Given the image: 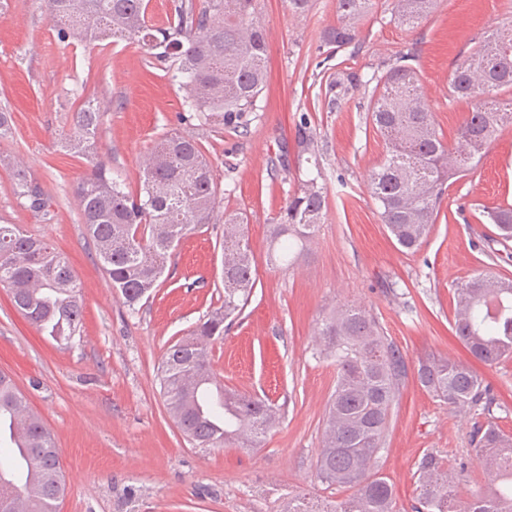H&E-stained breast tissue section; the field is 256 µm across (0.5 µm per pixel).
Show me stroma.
Masks as SVG:
<instances>
[{"mask_svg": "<svg viewBox=\"0 0 512 512\" xmlns=\"http://www.w3.org/2000/svg\"><path fill=\"white\" fill-rule=\"evenodd\" d=\"M393 0H373L355 43L323 44L336 23L335 0H312L293 14L287 0H258L268 31V74L244 131L180 122L186 95L139 43L104 47L58 42L37 0H0V110L11 131L0 138V224H18L69 260L83 321L71 341L43 335L0 287V372L8 374L59 449L66 490L56 512H288L302 494L333 512L349 489L321 482L327 401L336 365L317 335L332 311L367 310L399 349L406 367L384 446L372 469L395 489V512H414L417 467L424 454L444 458L461 502L484 488L471 442L478 410L458 411L419 382L421 360L471 362L495 397L498 426L512 433V360L471 361L456 337V288L478 275L512 276V247L495 241L485 211L512 203V125L465 176L449 182L440 214L416 252L389 238L368 179L387 154L373 130L363 92L328 107L325 92L343 71L379 74L413 50L421 97L446 141L468 107L453 102L457 64L486 31L512 25V0H435L413 29L392 14ZM83 89L102 114L97 157L137 190L141 173L170 133L196 139L218 183L214 221L197 227L172 252L158 288L128 309L88 243L75 189L90 167L64 140ZM310 114L327 194L323 224L291 266L268 258L269 234L308 172L299 144ZM26 169L50 198L47 212L27 209L13 191ZM244 219L254 291L209 347L226 391L267 401L278 421L260 447L198 448L171 416L160 388L168 347L187 338L224 300V217Z\"/></svg>", "mask_w": 512, "mask_h": 512, "instance_id": "1", "label": "stroma"}]
</instances>
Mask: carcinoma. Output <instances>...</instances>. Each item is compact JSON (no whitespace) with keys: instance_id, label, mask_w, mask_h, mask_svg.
Returning a JSON list of instances; mask_svg holds the SVG:
<instances>
[{"instance_id":"cac0c4a2","label":"carcinoma","mask_w":512,"mask_h":512,"mask_svg":"<svg viewBox=\"0 0 512 512\" xmlns=\"http://www.w3.org/2000/svg\"><path fill=\"white\" fill-rule=\"evenodd\" d=\"M256 2L172 0L166 20L157 23L148 17V0H40V8L62 43L139 42L170 81L187 91L182 119L202 117L238 130L248 126L267 77L268 36L253 21ZM432 4L394 0V18L413 25ZM371 7L372 0H336V26L325 43L341 48L355 41L357 21ZM411 60V52H401L380 75L365 80L350 71L329 84L354 91L373 82L379 89L368 111L388 154L371 174V191L391 238L408 252L430 233L447 182L470 171L502 127L512 124V97L498 98L512 90V28L487 33L453 73L450 97L469 105L454 145L435 129L420 99V73ZM100 118L93 108H81L68 147L92 153ZM300 145L307 160L319 166L306 114L300 121ZM13 185L27 208L47 211V197L24 170L14 172ZM77 195L96 255L112 287L133 310L159 286L179 241L196 226L211 223L217 182L198 142L174 134L152 152L136 192L124 191L106 164L97 161ZM326 210L324 188L315 178L305 181L289 198L281 222L273 225L272 243L280 250L274 259L299 257ZM486 218L498 230V243L508 246L512 205L490 210ZM243 224L238 216L224 217V305L207 315L191 337L168 347L160 372L170 413L199 448L235 443L255 448L276 421L265 401L228 392L220 408L200 411L203 392L222 389L210 365L208 344L224 336V322L242 311L255 286ZM0 285L45 335L69 340L79 332L83 305L74 270L48 242L28 235L18 224H0ZM454 332L484 364L512 359V279L479 275L457 288ZM318 335L322 353L336 363V386L328 401L317 473L327 484L354 489L331 512H394L393 484L370 469L389 427L402 355L362 308L337 310L321 323ZM417 374L421 385L449 407L480 406L492 412L495 399L468 366L446 358L419 363ZM3 413L13 416L28 439L30 475L8 489L0 484V512H55L65 490L59 449L13 380L0 373V424ZM473 443L484 476L490 478L486 491L461 505L443 459L427 453L418 464L415 512H512V434L488 420L474 428Z\"/></svg>"}]
</instances>
